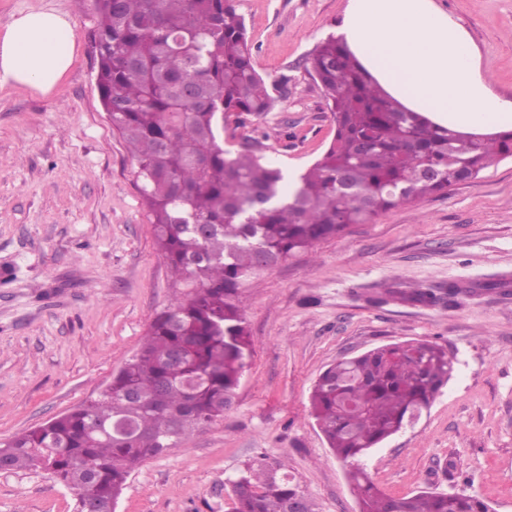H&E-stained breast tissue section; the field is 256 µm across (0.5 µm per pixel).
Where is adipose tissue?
<instances>
[{
	"instance_id": "adipose-tissue-1",
	"label": "adipose tissue",
	"mask_w": 512,
	"mask_h": 512,
	"mask_svg": "<svg viewBox=\"0 0 512 512\" xmlns=\"http://www.w3.org/2000/svg\"><path fill=\"white\" fill-rule=\"evenodd\" d=\"M337 35L407 110L458 133L512 130V101L489 91L460 25L431 0H348ZM76 50L67 14L20 12L0 29V88L50 94Z\"/></svg>"
}]
</instances>
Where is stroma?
Returning <instances> with one entry per match:
<instances>
[{
    "mask_svg": "<svg viewBox=\"0 0 512 512\" xmlns=\"http://www.w3.org/2000/svg\"><path fill=\"white\" fill-rule=\"evenodd\" d=\"M348 0H237L264 115L224 116V147L254 150L286 181L335 125L305 58ZM468 38L493 94L512 100V0H433ZM50 6L77 25L73 66L46 96L0 89V440L100 398L179 285L154 241L126 144L96 84L95 0H0V28ZM461 288L449 297V284ZM436 303L416 300L414 287ZM253 356L223 418L133 472L116 512H233L242 464L287 459L317 512H360L310 395L337 360L415 339L454 372L419 420L365 460L392 498L464 492L512 512V158L476 178L351 225L244 290ZM42 471L0 470V512H76Z\"/></svg>",
    "mask_w": 512,
    "mask_h": 512,
    "instance_id": "obj_1",
    "label": "stroma"
}]
</instances>
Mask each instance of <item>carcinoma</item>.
I'll list each match as a JSON object with an SVG mask.
<instances>
[{"mask_svg":"<svg viewBox=\"0 0 512 512\" xmlns=\"http://www.w3.org/2000/svg\"><path fill=\"white\" fill-rule=\"evenodd\" d=\"M97 85L136 160L154 235L186 291L156 316L109 391L0 442L7 470L51 473L109 512L131 473L221 416L253 354L241 288L262 270L401 204L470 180L512 157V131L464 135L390 98L334 34L306 64L336 125L327 151L286 187L279 167L224 149L227 112L275 103L256 70L235 0H96ZM428 165L431 177L417 176ZM454 365L428 340L384 345L330 365L312 415L350 464L360 512H489L481 500L421 491L383 495L362 458L418 419ZM235 512H289L303 495L285 463L239 468Z\"/></svg>","mask_w":512,"mask_h":512,"instance_id":"1","label":"carcinoma"}]
</instances>
